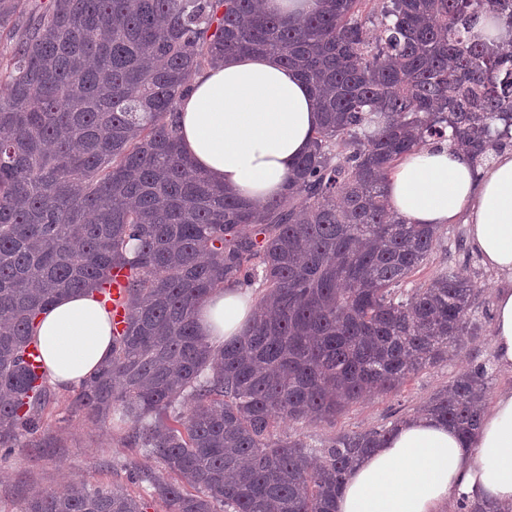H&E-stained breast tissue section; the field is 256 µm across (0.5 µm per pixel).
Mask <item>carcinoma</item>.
<instances>
[{
  "label": "carcinoma",
  "instance_id": "1",
  "mask_svg": "<svg viewBox=\"0 0 512 512\" xmlns=\"http://www.w3.org/2000/svg\"><path fill=\"white\" fill-rule=\"evenodd\" d=\"M318 0L290 24L259 0H0V450L39 427L47 372L25 353L60 296L128 271L112 356L72 412L112 421L153 461L130 479L166 512H334L357 460L395 426L308 442L282 420L333 423L448 361L477 283L443 268L441 227L393 217L400 156L448 142L483 165L512 146V44L473 33L482 13L512 39V0ZM273 53L323 123L285 196L224 193L179 148L192 75L226 55ZM258 285L259 309L214 348L198 304ZM490 375L470 364L419 408L472 438ZM24 512H145L126 486L32 490Z\"/></svg>",
  "mask_w": 512,
  "mask_h": 512
}]
</instances>
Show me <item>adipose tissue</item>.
<instances>
[{
  "label": "adipose tissue",
  "instance_id": "obj_1",
  "mask_svg": "<svg viewBox=\"0 0 512 512\" xmlns=\"http://www.w3.org/2000/svg\"><path fill=\"white\" fill-rule=\"evenodd\" d=\"M320 124L308 87L275 54L203 68L179 105L180 142L193 168L257 204L287 191ZM385 191L392 214L413 223L465 220L470 247L505 281L495 293L493 341L498 365L512 373V151L476 168L464 151L421 147L397 162ZM255 305L233 285L214 292L196 309L199 336L219 344L240 335ZM36 322L59 386L80 383L110 355V316L94 292L61 296ZM462 495L512 507V386L496 394L472 440L428 415L399 424L352 471L335 512H446Z\"/></svg>",
  "mask_w": 512,
  "mask_h": 512
}]
</instances>
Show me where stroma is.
Instances as JSON below:
<instances>
[{
    "mask_svg": "<svg viewBox=\"0 0 512 512\" xmlns=\"http://www.w3.org/2000/svg\"><path fill=\"white\" fill-rule=\"evenodd\" d=\"M442 232L444 251L432 255L414 279L428 280L447 266L471 277L482 288L479 309L486 314L482 332L464 337L451 360L412 375L398 393L350 405L335 424L287 422L280 424V433L301 435L318 442L343 431L391 425L414 414L435 390L446 386L460 369L472 362L486 364L491 375V392L512 383V375L498 366L493 347V294L500 279L472 248H459V240L468 236L466 224H447ZM52 392L38 431L22 435L12 453L0 452V512H23L32 489H57L72 480L91 488L126 484L134 495H142L140 486L130 484L126 465L130 462L145 465V458L128 448L122 434L113 431L110 424L95 423L70 413L67 406L71 389L56 386Z\"/></svg>",
    "mask_w": 512,
    "mask_h": 512,
    "instance_id": "35a3bbf8",
    "label": "stroma"
}]
</instances>
